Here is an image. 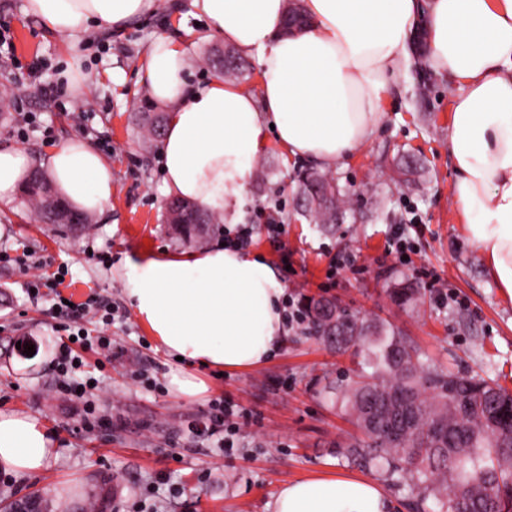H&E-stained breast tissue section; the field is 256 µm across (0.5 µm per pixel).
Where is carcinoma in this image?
I'll return each mask as SVG.
<instances>
[{
  "mask_svg": "<svg viewBox=\"0 0 512 512\" xmlns=\"http://www.w3.org/2000/svg\"><path fill=\"white\" fill-rule=\"evenodd\" d=\"M244 68L245 61L233 52L224 60V77L236 78ZM300 183L305 201L312 188L321 193L320 203L306 208L314 223L334 224L351 214L334 178L307 169ZM27 201L42 221L60 205L42 185L27 188ZM172 205L182 209L176 234L187 244L201 242L202 226L216 218L186 200L175 199ZM419 295V285L411 280L394 291L403 305ZM305 316L309 331L327 338L336 352L362 347L364 368L343 394L354 422L370 399L377 406L378 426L392 424L396 417L385 411L387 402L403 392L413 398V424L399 426L394 439L366 433L349 446L351 455L366 467L407 475L419 512L430 498L443 512H512V399L505 389L484 378L426 367L415 346L394 329L334 302L312 298Z\"/></svg>",
  "mask_w": 512,
  "mask_h": 512,
  "instance_id": "1",
  "label": "carcinoma"
}]
</instances>
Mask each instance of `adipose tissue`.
I'll return each mask as SVG.
<instances>
[{
	"instance_id": "ef3b65f1",
	"label": "adipose tissue",
	"mask_w": 512,
	"mask_h": 512,
	"mask_svg": "<svg viewBox=\"0 0 512 512\" xmlns=\"http://www.w3.org/2000/svg\"><path fill=\"white\" fill-rule=\"evenodd\" d=\"M158 0H27L47 28L78 40L89 25L119 33ZM208 30L256 59L252 93L222 76L188 83L184 45L156 35L145 78L167 113L158 157L163 192L241 223L254 163L268 139L290 157L333 169L369 142L390 80L411 63L408 43L427 32L424 62L452 80L448 153L451 193L469 240L503 297L512 300V0H300L307 27L288 33L287 0H191ZM20 149L0 150V212L28 178ZM46 169L59 196L86 214L112 200V164L89 140L54 147ZM128 305L158 351L181 357L168 386L178 397L209 393L204 371L248 369L285 343V290L258 253L213 244L188 252L125 257ZM55 435L30 415L0 410V472L41 473L57 454ZM270 512H394L374 480L330 476L283 484Z\"/></svg>"
}]
</instances>
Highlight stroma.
I'll list each match as a JSON object with an SVG mask.
<instances>
[{
	"label": "stroma",
	"instance_id": "stroma-1",
	"mask_svg": "<svg viewBox=\"0 0 512 512\" xmlns=\"http://www.w3.org/2000/svg\"><path fill=\"white\" fill-rule=\"evenodd\" d=\"M188 2L165 0L124 32L98 29L93 40L74 44L26 14L25 0H0V24L8 27L16 55L0 58V92L13 99L9 115L0 116V148L21 149L38 167L58 143L100 136L111 144L106 156L112 163V200L85 231L40 222L22 198L14 212L0 215V251L30 255L48 271L67 266L74 301L92 290L111 300L115 318L108 334L122 352L109 362L96 349H81L84 371L98 384L78 400L61 393L53 359L64 332L50 314L51 301L29 300L23 268L0 263V409L37 417L59 443L42 473H0V501L35 492L52 512H83L89 500L101 498L105 512H266L285 482L343 475L378 481L396 512H411L404 484L358 466L344 452L357 430L344 412L340 382L358 370V357L337 355L329 343L295 327L268 362L207 373V398L177 397L168 390L177 362L156 350L125 300L119 268L126 254L184 247L164 218L158 143L141 135L143 114L158 106L139 72L148 43L166 33L187 41L188 82L212 76L207 58L225 43L197 24ZM36 58L60 83L55 98L40 96L38 82L19 77L18 65ZM74 63L86 77L79 89L60 80ZM451 92L448 77L414 66L389 82L375 137L330 172L352 219L313 224L301 216L297 174L307 164L288 159L272 141L261 157L266 179H253L248 188L245 221L253 226L252 250L267 257L294 302L312 296L341 302L413 341L427 364L477 373L512 391V301L488 276L452 200ZM29 112L40 113L49 136L36 131L18 138ZM272 218L285 227L276 244L265 229ZM396 224L414 229L405 266L387 253ZM339 254L354 256L355 264L340 266L328 279ZM422 267L447 283L446 304L437 303L419 277ZM407 278L418 282L421 296L401 306L390 292ZM29 340L38 352L21 356L17 346ZM224 400L249 417L228 453L204 433L211 403ZM88 407L99 424H83ZM163 482L176 487V496L159 492Z\"/></svg>",
	"mask_w": 512,
	"mask_h": 512
}]
</instances>
